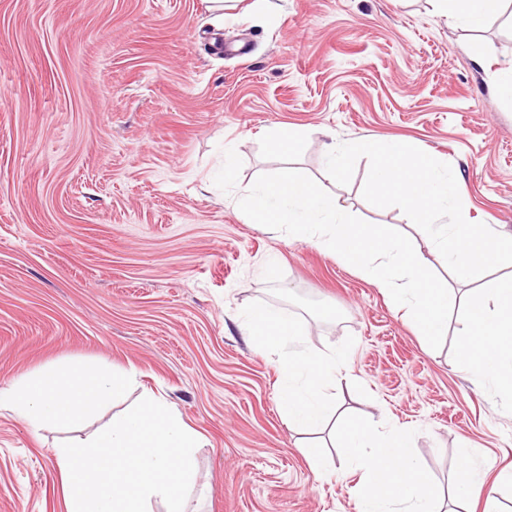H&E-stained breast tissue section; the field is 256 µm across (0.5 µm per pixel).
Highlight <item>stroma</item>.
Returning <instances> with one entry per match:
<instances>
[{
    "instance_id": "obj_1",
    "label": "stroma",
    "mask_w": 512,
    "mask_h": 512,
    "mask_svg": "<svg viewBox=\"0 0 512 512\" xmlns=\"http://www.w3.org/2000/svg\"><path fill=\"white\" fill-rule=\"evenodd\" d=\"M270 2L0 0V389L74 365L136 373L76 431L34 432L0 407V512H63L53 448L146 389L204 439L188 512H357L332 424L299 432L280 415L281 355L242 324L266 307L316 348L348 350L337 415L413 428L444 512L475 448L512 512L497 480L512 470V396L460 364L462 309L433 349L355 267L238 207L288 167L415 237L399 208L364 200L367 159L346 186L325 167L332 145L402 138L451 165L471 221L512 235V104L495 91L512 23L465 31L432 0ZM279 126L301 138L291 156L267 138Z\"/></svg>"
}]
</instances>
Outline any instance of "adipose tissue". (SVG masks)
<instances>
[{"label":"adipose tissue","instance_id":"obj_1","mask_svg":"<svg viewBox=\"0 0 512 512\" xmlns=\"http://www.w3.org/2000/svg\"><path fill=\"white\" fill-rule=\"evenodd\" d=\"M436 11L462 29H481L502 0H433ZM465 314L459 330L461 363L480 379L512 391V277L496 285L492 304L473 298L460 302ZM245 327L261 348L283 356L280 413L292 429H314L325 421L327 390L345 370L348 354L321 351L274 308L251 311ZM133 374L102 368L69 367L36 373L0 391L32 430L68 427L86 419L101 402L123 396ZM336 432L359 474V512H439L432 479L410 451L411 428L390 424L374 429L351 417L336 420Z\"/></svg>","mask_w":512,"mask_h":512}]
</instances>
